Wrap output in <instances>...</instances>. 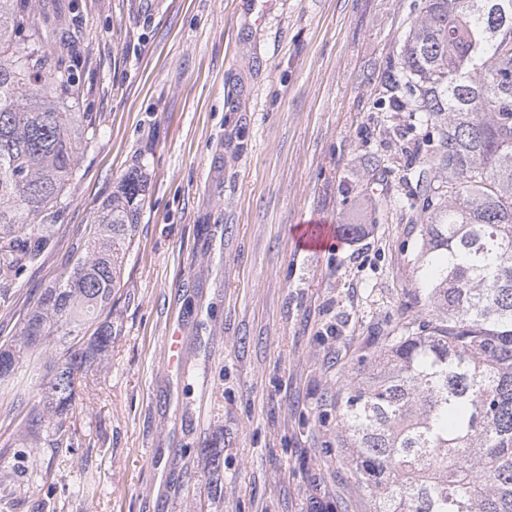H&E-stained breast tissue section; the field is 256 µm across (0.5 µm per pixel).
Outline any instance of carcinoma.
<instances>
[{"instance_id": "obj_1", "label": "carcinoma", "mask_w": 512, "mask_h": 512, "mask_svg": "<svg viewBox=\"0 0 512 512\" xmlns=\"http://www.w3.org/2000/svg\"><path fill=\"white\" fill-rule=\"evenodd\" d=\"M400 70L388 80L430 128L416 152L437 166L418 189L420 314L398 324L337 402L339 448L370 512H512V0H422ZM30 17L0 0V279L39 258L95 139L64 56L26 51ZM146 179L125 176L102 207L84 255L45 289L0 379L24 351L62 356L40 383L61 428L77 379L112 343V289L139 223ZM95 327L86 346L81 333Z\"/></svg>"}]
</instances>
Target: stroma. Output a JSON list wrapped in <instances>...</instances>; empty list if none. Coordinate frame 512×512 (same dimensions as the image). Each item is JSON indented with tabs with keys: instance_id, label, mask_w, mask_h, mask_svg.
I'll list each match as a JSON object with an SVG mask.
<instances>
[{
	"instance_id": "1",
	"label": "stroma",
	"mask_w": 512,
	"mask_h": 512,
	"mask_svg": "<svg viewBox=\"0 0 512 512\" xmlns=\"http://www.w3.org/2000/svg\"><path fill=\"white\" fill-rule=\"evenodd\" d=\"M411 3L36 0V47L74 60L98 131L0 344L119 182L148 183L112 344L62 429L36 418L59 345L0 380V512H369L336 394L426 286L405 178L423 128L386 81Z\"/></svg>"
}]
</instances>
